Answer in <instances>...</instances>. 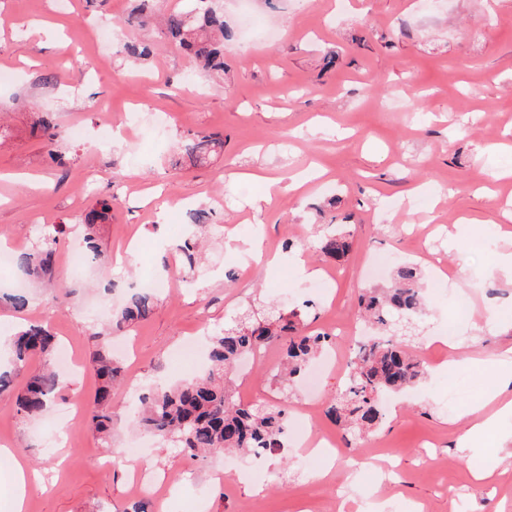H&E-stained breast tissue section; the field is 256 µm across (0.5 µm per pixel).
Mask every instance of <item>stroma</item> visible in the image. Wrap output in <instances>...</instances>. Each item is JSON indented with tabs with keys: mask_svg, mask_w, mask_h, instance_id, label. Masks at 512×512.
Listing matches in <instances>:
<instances>
[{
	"mask_svg": "<svg viewBox=\"0 0 512 512\" xmlns=\"http://www.w3.org/2000/svg\"><path fill=\"white\" fill-rule=\"evenodd\" d=\"M68 2L61 10L56 0H0V74L13 76L0 83V249L31 251L45 227L67 229L55 279L28 284L0 268V337L43 322L79 363L60 371L38 416L0 395V439L41 476L26 512H194L200 502L206 512H336V479L315 480L316 460L289 446L229 468L220 454L190 460L132 426L140 403L131 391L194 377L199 366L169 364V353L204 343L246 310L297 312L313 335L330 333L327 314L344 325L358 319L362 269L375 255L390 259L383 288L395 262L421 267L426 310L412 318L406 343L429 369L391 398L377 431L387 467H369L362 445L342 447L339 468L363 470L346 512H366L376 493L386 512H512V460L498 459L512 416L499 417L495 433L460 442L472 425L468 406L494 385L483 360L512 347V279L497 269L512 253V177L503 175L512 168V0H258L246 15L238 0H217L230 26L249 18L255 30L226 45L223 70L204 72L154 23L125 26L140 0ZM106 30L116 41L103 43ZM130 31L157 44L149 63L122 55L118 38ZM49 71L56 79L43 83ZM39 112L65 130L88 128L90 144L33 136ZM130 112L166 113L167 125L100 135ZM190 133L221 135L224 147L191 162L180 151ZM254 172L280 182L272 203ZM299 178L302 191H288ZM110 195L98 242L108 253L135 240V257L72 276L69 227ZM187 202L213 212L198 230L208 257L192 271L171 221ZM328 223L350 242L344 260L318 249ZM293 231L301 239L284 249ZM252 246L278 263L254 261ZM303 263L323 271L324 286L301 276ZM145 273L182 284L158 292L145 320L111 332L101 310L119 312ZM22 287L29 303L20 311L5 296ZM461 292L471 296L470 320L458 324L451 348L429 346ZM120 344L129 351L117 358L122 376L104 441L70 408L93 402V352ZM281 359L280 347L264 349L237 378V401L284 404L296 417L306 377L275 382L270 368ZM106 455L108 470L98 464ZM491 462L492 478L475 481ZM136 466L164 479L165 494L132 499Z\"/></svg>",
	"mask_w": 512,
	"mask_h": 512,
	"instance_id": "obj_1",
	"label": "stroma"
}]
</instances>
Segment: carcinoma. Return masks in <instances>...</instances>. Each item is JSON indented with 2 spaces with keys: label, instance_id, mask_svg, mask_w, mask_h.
Instances as JSON below:
<instances>
[{
  "label": "carcinoma",
  "instance_id": "obj_1",
  "mask_svg": "<svg viewBox=\"0 0 512 512\" xmlns=\"http://www.w3.org/2000/svg\"><path fill=\"white\" fill-rule=\"evenodd\" d=\"M206 7L197 10L198 19L189 20L187 14L173 11L161 22L165 35L177 47L193 57L204 70H224V42L235 38L236 32L224 22V15L207 0H198ZM123 52L136 60H147L153 55V45L130 41ZM39 136L53 143L63 137L46 116L34 123ZM224 139L217 134L185 136L180 144L182 153L198 159L208 152L221 149ZM112 210V199L96 201L84 216L88 233L85 249L98 260L101 250L95 237L96 225L103 223ZM349 248L336 230L320 239L319 250L331 258L343 257ZM56 263V237L46 239L34 252L15 256L14 266L25 276L50 275ZM420 268L413 263L400 264L394 273L392 286L379 293L370 291L361 299L362 307L372 312L377 322L386 323L389 312L411 315L422 306L419 289L414 284ZM155 296L148 293L134 295L120 315L113 318V326L122 330L146 318L154 305ZM331 337L306 335L298 331L292 320L275 327L252 323L244 318L234 327L219 329L210 337L209 364L205 372L173 386L157 385L145 397V407L135 417V424L163 441H173L181 452L191 458L220 453L237 452L258 456L271 449L284 447L288 431V412L269 404L242 406L231 396V372L236 362L245 355L267 345L280 347L285 361L279 367L283 381L299 373L324 347ZM55 342L50 332L40 323L20 330L11 343L12 361L24 364L32 356L41 359V369L16 394L19 412L36 416L42 412L53 395L58 376L53 369ZM91 364L99 379L94 405L89 413V429L108 434L112 426V383L120 373L118 363L109 353L98 350ZM425 375L421 364L400 344L381 336L369 340L360 350L359 361L353 366L350 380L340 393L332 413L336 421L346 423L348 433L355 435L381 424L383 414L375 396L389 390H400L420 382Z\"/></svg>",
  "mask_w": 512,
  "mask_h": 512
}]
</instances>
